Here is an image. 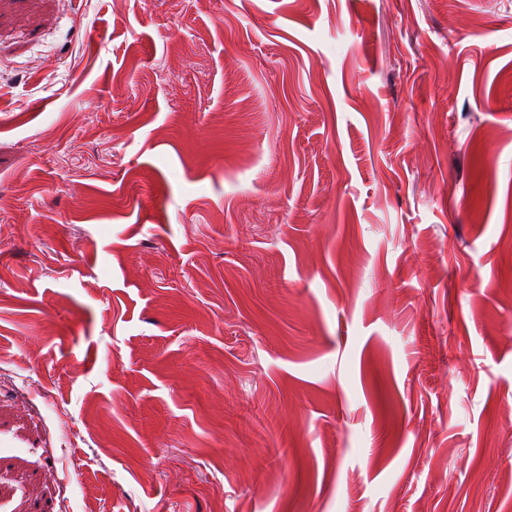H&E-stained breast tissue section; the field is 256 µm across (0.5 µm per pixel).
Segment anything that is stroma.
Returning a JSON list of instances; mask_svg holds the SVG:
<instances>
[{
    "label": "stroma",
    "mask_w": 512,
    "mask_h": 512,
    "mask_svg": "<svg viewBox=\"0 0 512 512\" xmlns=\"http://www.w3.org/2000/svg\"><path fill=\"white\" fill-rule=\"evenodd\" d=\"M0 373V512H512V0H0Z\"/></svg>",
    "instance_id": "stroma-1"
}]
</instances>
